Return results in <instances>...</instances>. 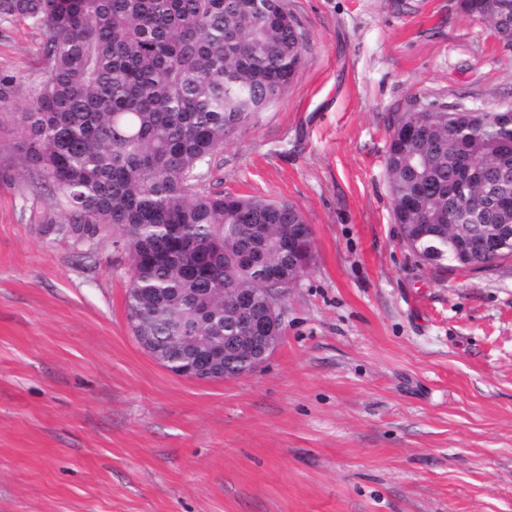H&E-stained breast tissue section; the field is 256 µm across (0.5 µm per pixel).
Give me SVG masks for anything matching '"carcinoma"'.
<instances>
[{
    "instance_id": "obj_1",
    "label": "carcinoma",
    "mask_w": 512,
    "mask_h": 512,
    "mask_svg": "<svg viewBox=\"0 0 512 512\" xmlns=\"http://www.w3.org/2000/svg\"><path fill=\"white\" fill-rule=\"evenodd\" d=\"M463 9L512 38V0ZM15 19L42 33V78L14 118L24 160L72 220L122 230L127 309L169 365L188 361L198 336L224 347L243 333L229 290L263 288L313 259L310 239L284 246L305 223L298 207L208 186L215 153L300 68L304 38L282 0H0V24ZM505 143L512 126L494 112L403 113L386 169L406 245L463 266L448 248L455 155L491 175ZM493 231L477 219L465 228L469 241ZM157 251L168 260L152 261ZM177 316L189 328L179 340Z\"/></svg>"
}]
</instances>
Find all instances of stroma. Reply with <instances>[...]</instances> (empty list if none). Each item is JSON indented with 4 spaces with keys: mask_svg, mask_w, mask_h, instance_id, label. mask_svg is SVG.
<instances>
[{
    "mask_svg": "<svg viewBox=\"0 0 512 512\" xmlns=\"http://www.w3.org/2000/svg\"><path fill=\"white\" fill-rule=\"evenodd\" d=\"M283 5L302 64L210 184L296 205L314 260L275 352L221 382L140 346L122 231L23 161L42 37L0 24V512H512V258L424 260L385 171L402 113L512 106V42L460 0Z\"/></svg>",
    "mask_w": 512,
    "mask_h": 512,
    "instance_id": "1",
    "label": "stroma"
}]
</instances>
